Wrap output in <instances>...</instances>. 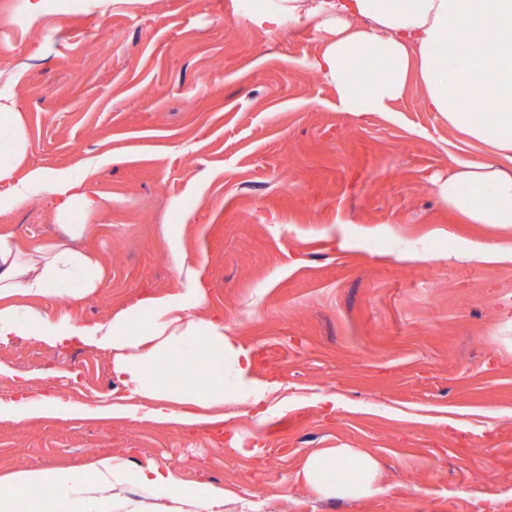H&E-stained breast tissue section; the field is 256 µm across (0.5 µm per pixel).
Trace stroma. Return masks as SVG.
<instances>
[{
    "label": "stroma",
    "mask_w": 512,
    "mask_h": 512,
    "mask_svg": "<svg viewBox=\"0 0 512 512\" xmlns=\"http://www.w3.org/2000/svg\"><path fill=\"white\" fill-rule=\"evenodd\" d=\"M0 0V96L22 114L33 169L87 172L106 270L49 313L107 322L147 295L200 282L196 316L256 356L264 421L224 405L222 429L129 417H0V476L90 470L111 455L223 488L215 512H512V228L460 224L438 182L487 164L410 85L393 111L343 112L312 67L315 22L259 26L269 0ZM28 244L61 228L40 198L0 211ZM183 253L178 268L173 252ZM120 403L106 352L0 344V398ZM336 409L324 412L320 399ZM239 435L259 453L232 450ZM355 448L379 490L322 500L295 480L318 450Z\"/></svg>",
    "instance_id": "35a3bbf8"
}]
</instances>
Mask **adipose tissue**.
<instances>
[{
  "instance_id": "ef3b65f1",
  "label": "adipose tissue",
  "mask_w": 512,
  "mask_h": 512,
  "mask_svg": "<svg viewBox=\"0 0 512 512\" xmlns=\"http://www.w3.org/2000/svg\"><path fill=\"white\" fill-rule=\"evenodd\" d=\"M312 17L321 18L327 33L314 67L335 87L340 110L392 111L410 79H417L431 111L500 160L496 166L452 169L439 185L443 201L464 223L512 227V0H275L263 15L275 27ZM361 18L370 20V27H359ZM475 42L487 44L488 54L474 57L469 46ZM471 89L497 100L493 123L478 119L466 103ZM0 125L10 131L7 145L0 147V209L41 196L67 224L63 241L24 246L0 235V343L25 336L52 346L79 343L111 351L113 375L133 411L147 420L217 426L228 401L245 403L264 417L271 390L251 385L252 354L225 336L222 319L192 314L204 298L199 282H190L182 292L145 296L108 323L32 308V301L53 298L64 286L76 300L102 287L98 258L79 245L91 235L92 225L68 221L74 211L95 210L100 202L87 191L82 173L41 170L18 177L27 139L12 101L0 100ZM91 413L87 405L23 387L14 397L0 399L1 417L72 419ZM349 460L359 464V479L342 477ZM378 476L376 461L352 448L312 453L297 474L319 497L344 500L373 494ZM46 483L61 502L75 503L83 512H100L123 501L132 484L165 494L176 512H213L224 497L223 490L210 485L183 492L167 467L134 470L107 455L87 473L29 468L0 478V512H13L17 498Z\"/></svg>"
}]
</instances>
